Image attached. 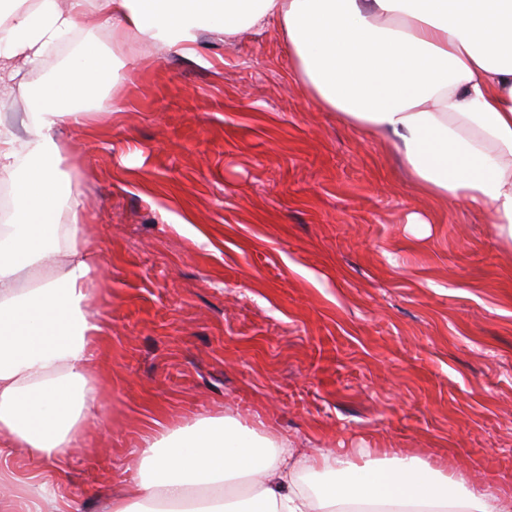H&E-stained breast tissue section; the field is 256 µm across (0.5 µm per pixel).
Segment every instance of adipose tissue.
<instances>
[{"instance_id": "1", "label": "adipose tissue", "mask_w": 512, "mask_h": 512, "mask_svg": "<svg viewBox=\"0 0 512 512\" xmlns=\"http://www.w3.org/2000/svg\"><path fill=\"white\" fill-rule=\"evenodd\" d=\"M195 56L204 34L277 29L293 79L327 111L387 139L416 190L486 215L512 249V0H11L0 13V96L35 95L25 133L0 124V181L16 185L0 230V512H62L42 463L71 457L99 417L91 370L102 266L65 129L102 111L122 62L85 44L48 84L21 67L74 31ZM67 223H60V216ZM22 450L19 475L3 460ZM512 512V495L414 456L301 453L230 417L145 439L108 512Z\"/></svg>"}]
</instances>
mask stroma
<instances>
[{
    "mask_svg": "<svg viewBox=\"0 0 512 512\" xmlns=\"http://www.w3.org/2000/svg\"><path fill=\"white\" fill-rule=\"evenodd\" d=\"M110 111L66 130L103 257L102 424L53 490L106 512L142 439L237 418L308 451L416 456L512 494V250L486 217L419 195L386 144L320 108L272 31L195 58L112 28ZM429 220L419 238L410 213Z\"/></svg>",
    "mask_w": 512,
    "mask_h": 512,
    "instance_id": "stroma-1",
    "label": "stroma"
}]
</instances>
